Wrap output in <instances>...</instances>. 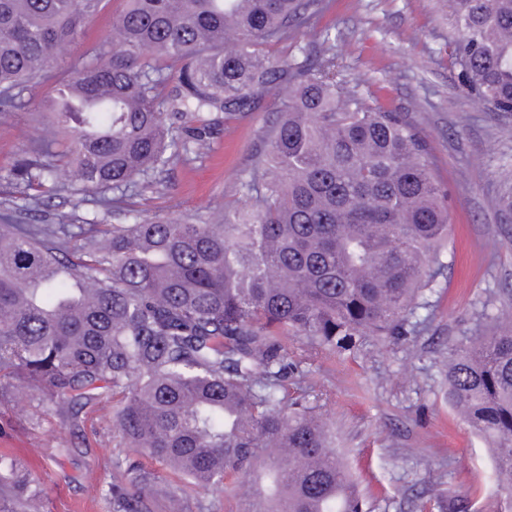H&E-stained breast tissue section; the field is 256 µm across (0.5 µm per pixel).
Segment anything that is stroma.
Masks as SVG:
<instances>
[{"label":"stroma","mask_w":512,"mask_h":512,"mask_svg":"<svg viewBox=\"0 0 512 512\" xmlns=\"http://www.w3.org/2000/svg\"><path fill=\"white\" fill-rule=\"evenodd\" d=\"M122 0L100 11L54 64L53 78L26 91V108L0 112V214L16 224H121L112 207L90 202L55 170V195L34 204L9 177L13 165L49 132L42 104L55 94L69 62L110 33ZM448 0H330L306 41L327 42L350 85L385 107L407 113L433 148L435 173L447 188L451 234L447 269L420 311L414 335L383 342L364 337L347 353L287 339L289 356L308 371L310 400L335 435V450L358 485L362 512H440L439 495L465 499L469 512H512L498 496L501 474L487 441L448 401L440 361L450 345L484 333L491 317L512 313V113L478 104L460 84L449 57ZM266 108L221 121L209 156L179 161L157 176L131 208L173 216L204 212L241 199L253 151L277 119ZM0 455L22 459L46 490L42 512H108L112 478L124 455L105 403L73 431L56 410L18 393L0 405Z\"/></svg>","instance_id":"35a3bbf8"}]
</instances>
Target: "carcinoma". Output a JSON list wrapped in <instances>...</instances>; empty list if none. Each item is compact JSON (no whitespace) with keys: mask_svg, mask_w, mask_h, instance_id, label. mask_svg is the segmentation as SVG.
Here are the masks:
<instances>
[{"mask_svg":"<svg viewBox=\"0 0 512 512\" xmlns=\"http://www.w3.org/2000/svg\"><path fill=\"white\" fill-rule=\"evenodd\" d=\"M103 0H0V112L82 33ZM112 40L59 82L54 141L11 171L56 191L53 147L112 206L170 165L206 156L219 114L255 112L288 88L241 181L250 204L128 224H14L0 217V402L14 383L78 426L116 399L126 470L110 512H210L241 477L264 506L361 512L334 436L283 338L352 351L368 333L411 336L439 286L448 191L420 127L347 85L304 43L326 0H124ZM462 85L512 112V0H448ZM288 45L274 59L270 49ZM448 399L512 470V318L450 347ZM148 458L179 477L170 482ZM43 490L0 455V512H38Z\"/></svg>","mask_w":512,"mask_h":512,"instance_id":"carcinoma-1","label":"carcinoma"}]
</instances>
